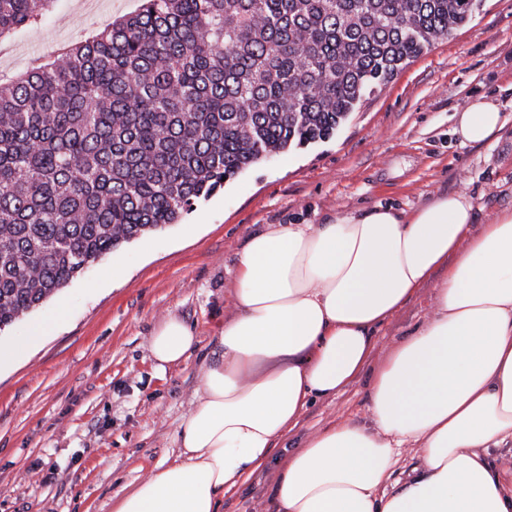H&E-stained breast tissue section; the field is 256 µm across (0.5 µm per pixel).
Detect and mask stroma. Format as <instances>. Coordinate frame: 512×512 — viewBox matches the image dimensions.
<instances>
[{
  "mask_svg": "<svg viewBox=\"0 0 512 512\" xmlns=\"http://www.w3.org/2000/svg\"><path fill=\"white\" fill-rule=\"evenodd\" d=\"M139 0H55L41 25L0 46V71L51 55L134 12ZM486 97L504 127L473 146L454 114ZM466 192L481 219L512 206V0H484L465 27L436 42L363 98L328 140L259 160L175 224L150 231L88 267L40 308L0 331L12 345L30 322L67 303L69 316L36 348L0 367V512H112L122 487L175 457L214 336L231 307L237 254L270 224H321L376 206L412 210ZM431 289L381 331L374 359L430 313ZM170 315L191 326L200 351L157 369L148 351ZM370 372L342 395L311 405L297 437L340 417L365 416ZM224 498V512H269L276 464Z\"/></svg>",
  "mask_w": 512,
  "mask_h": 512,
  "instance_id": "obj_1",
  "label": "stroma"
}]
</instances>
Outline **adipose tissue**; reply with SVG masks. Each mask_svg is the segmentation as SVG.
<instances>
[{
	"instance_id": "1",
	"label": "adipose tissue",
	"mask_w": 512,
	"mask_h": 512,
	"mask_svg": "<svg viewBox=\"0 0 512 512\" xmlns=\"http://www.w3.org/2000/svg\"><path fill=\"white\" fill-rule=\"evenodd\" d=\"M502 128L479 97L456 116L467 144ZM464 192L411 211L375 207L324 224H272L239 252L233 311L217 332L178 454L113 512H221L264 468L312 402L345 392L379 331L422 289L432 311L374 370L365 419L300 439L277 470L273 512H512V207L479 222ZM200 338L168 316L150 336L158 369L188 364ZM420 464L405 477L404 449Z\"/></svg>"
}]
</instances>
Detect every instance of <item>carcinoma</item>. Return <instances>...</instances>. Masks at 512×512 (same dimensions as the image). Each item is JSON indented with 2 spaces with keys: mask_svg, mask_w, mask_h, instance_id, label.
Wrapping results in <instances>:
<instances>
[{
  "mask_svg": "<svg viewBox=\"0 0 512 512\" xmlns=\"http://www.w3.org/2000/svg\"><path fill=\"white\" fill-rule=\"evenodd\" d=\"M54 0H0V40ZM483 0H140L0 71V331L259 160L324 141Z\"/></svg>",
  "mask_w": 512,
  "mask_h": 512,
  "instance_id": "1",
  "label": "carcinoma"
}]
</instances>
